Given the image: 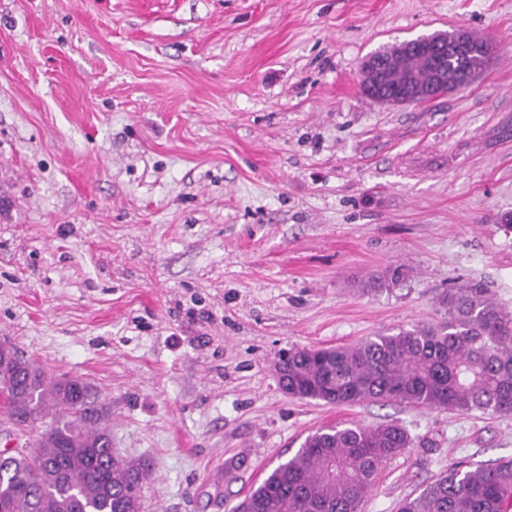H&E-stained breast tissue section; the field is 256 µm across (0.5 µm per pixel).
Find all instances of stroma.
<instances>
[{"instance_id": "1", "label": "stroma", "mask_w": 512, "mask_h": 512, "mask_svg": "<svg viewBox=\"0 0 512 512\" xmlns=\"http://www.w3.org/2000/svg\"><path fill=\"white\" fill-rule=\"evenodd\" d=\"M455 29L492 45L469 88L362 93L365 58ZM511 214L512 0H0V344L97 389L144 512H232L334 423L412 438L361 512L512 462V415L301 400L274 372L441 321L462 283L512 312Z\"/></svg>"}]
</instances>
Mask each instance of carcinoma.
Segmentation results:
<instances>
[{"label": "carcinoma", "instance_id": "cac0c4a2", "mask_svg": "<svg viewBox=\"0 0 512 512\" xmlns=\"http://www.w3.org/2000/svg\"><path fill=\"white\" fill-rule=\"evenodd\" d=\"M429 39L409 54L376 52L387 73L380 89L396 97L405 75L432 79ZM400 278L387 269L362 282L373 291ZM439 305L448 318L396 334L378 333L347 347L291 348L288 385L301 398L343 405L395 402L438 411L512 413V312L487 290L459 284ZM0 395L14 424L52 417L33 448L0 451V512H143L146 464L112 450L108 409L80 378L50 381L37 364L14 355L0 369ZM411 443L397 422L327 425L307 436L234 512H360L384 463ZM512 463L452 467L398 512H505Z\"/></svg>", "mask_w": 512, "mask_h": 512}]
</instances>
